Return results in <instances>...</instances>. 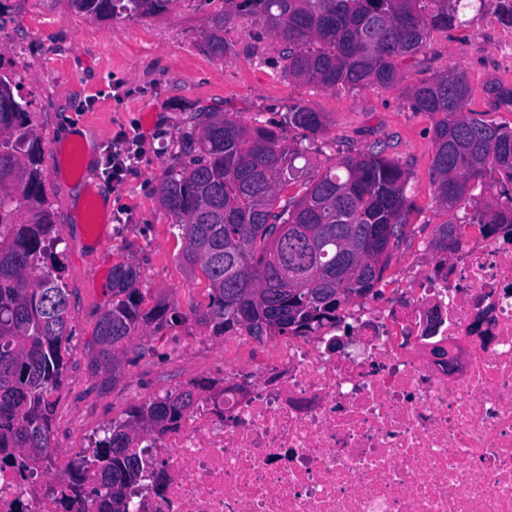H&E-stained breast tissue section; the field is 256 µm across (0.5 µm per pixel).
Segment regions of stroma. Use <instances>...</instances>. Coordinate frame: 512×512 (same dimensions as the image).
<instances>
[{
	"instance_id": "1",
	"label": "stroma",
	"mask_w": 512,
	"mask_h": 512,
	"mask_svg": "<svg viewBox=\"0 0 512 512\" xmlns=\"http://www.w3.org/2000/svg\"><path fill=\"white\" fill-rule=\"evenodd\" d=\"M496 0H467L461 26L431 33L424 47L400 66V86L362 90L323 89L283 77L280 47L254 20L234 21L223 57L209 54L203 35L216 6L213 0H173L158 16H115L103 21L71 13L65 0H0V71L17 82L31 124L42 140L47 191L61 227L59 246L70 293L72 336L64 356L61 385L53 390L52 427L66 430L77 415L84 437H70L55 452L62 472L77 456L82 439L102 438L131 407L170 393L189 379L204 380L217 357L248 361L273 346L272 337L247 348L209 336L194 320L161 329L147 326L131 336L118 362L99 374L89 365L98 348L94 335L101 314L112 305L113 266L140 271L145 307L158 300L205 302L206 282L192 276L178 258L170 219L157 187L174 163L172 142L188 131L196 112L238 114L247 124L281 123L288 105L302 102L326 117L324 151L308 150L312 171L374 144L384 146L409 176L406 243L394 249L380 285L368 302L390 299L436 257L431 241L439 224L457 221L473 201L486 198L487 184H473L458 210L435 200L432 181V122L413 111L403 89L457 68L475 94L469 108L487 120L512 126V112L488 111L481 93L490 80L512 82V26L494 14ZM135 134L145 152L121 184H113L104 160L121 133ZM80 142L86 164L72 175L58 154ZM96 195L106 216L98 234H89L84 215Z\"/></svg>"
}]
</instances>
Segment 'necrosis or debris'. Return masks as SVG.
I'll use <instances>...</instances> for the list:
<instances>
[{
  "label": "necrosis or debris",
  "mask_w": 512,
  "mask_h": 512,
  "mask_svg": "<svg viewBox=\"0 0 512 512\" xmlns=\"http://www.w3.org/2000/svg\"><path fill=\"white\" fill-rule=\"evenodd\" d=\"M458 248L395 301L343 304L274 358L220 363L130 512H512V234ZM0 512H95L23 465Z\"/></svg>",
  "instance_id": "4bbe7bcc"
}]
</instances>
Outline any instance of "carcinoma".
<instances>
[{"mask_svg":"<svg viewBox=\"0 0 512 512\" xmlns=\"http://www.w3.org/2000/svg\"><path fill=\"white\" fill-rule=\"evenodd\" d=\"M173 0H66L70 12L110 19L157 16ZM461 0H222L204 48L222 57L224 31L239 17L261 24L282 45V73L325 89L394 87L399 61L416 55L434 31L460 25ZM0 74V468L20 456L50 473L52 404L72 336L69 290L57 251L60 227L45 190L43 149L14 93ZM492 111H512V85L482 88ZM410 107L432 121L436 201L457 208L469 184H512V127L468 108L473 89L464 73L448 71L404 91ZM196 129L175 145L159 201L182 241V259L209 282V302L191 306L195 322L222 338L242 331L257 341L301 336L336 320L339 306L379 284L394 248L408 236L406 175L373 145L340 158L314 176L283 127L304 132L309 146L326 128L314 107L288 106L282 126L246 125L220 112L195 117ZM291 186L299 197L281 202ZM463 223L490 235L512 229V206L475 202ZM459 240L455 225L438 226L433 247L446 253ZM131 265L112 267V307L96 326L97 374L115 362L135 331L179 320L166 303L147 310ZM196 400L189 389L133 407L112 422L91 455L73 460L55 480L65 495L97 503L99 512H128L129 496L155 470L146 431L177 426Z\"/></svg>","mask_w":512,"mask_h":512,"instance_id":"1","label":"carcinoma"}]
</instances>
